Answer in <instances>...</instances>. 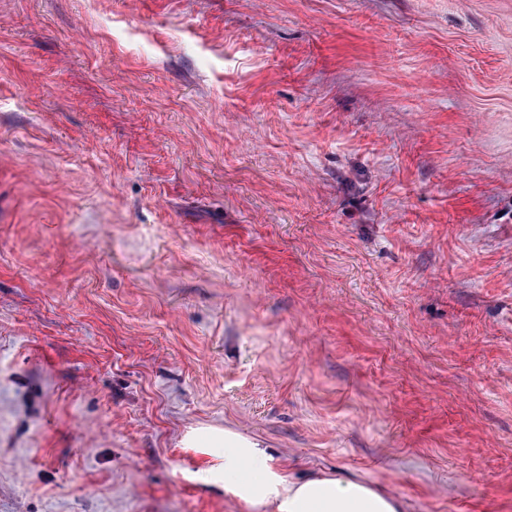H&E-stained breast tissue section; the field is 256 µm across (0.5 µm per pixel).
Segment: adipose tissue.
Returning <instances> with one entry per match:
<instances>
[{"label":"adipose tissue","mask_w":512,"mask_h":512,"mask_svg":"<svg viewBox=\"0 0 512 512\" xmlns=\"http://www.w3.org/2000/svg\"><path fill=\"white\" fill-rule=\"evenodd\" d=\"M186 448H220L224 489L246 507L267 512H404L402 500L374 487L340 477L293 482L277 458L260 442L216 427L191 430Z\"/></svg>","instance_id":"adipose-tissue-1"}]
</instances>
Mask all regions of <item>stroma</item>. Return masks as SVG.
<instances>
[{"label": "stroma", "instance_id": "obj_1", "mask_svg": "<svg viewBox=\"0 0 512 512\" xmlns=\"http://www.w3.org/2000/svg\"><path fill=\"white\" fill-rule=\"evenodd\" d=\"M201 425L512 512V0H0V512H263Z\"/></svg>", "mask_w": 512, "mask_h": 512}]
</instances>
